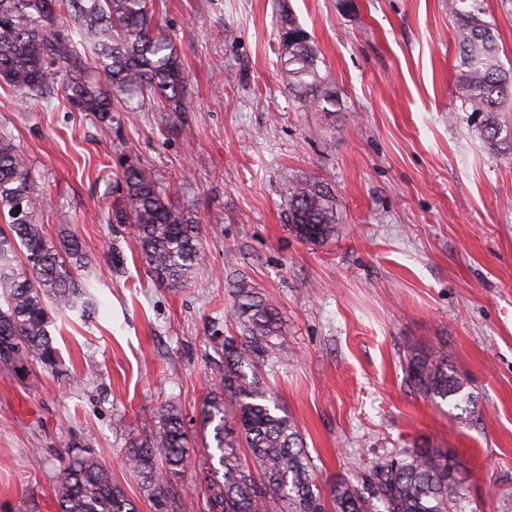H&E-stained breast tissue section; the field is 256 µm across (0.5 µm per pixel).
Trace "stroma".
Returning <instances> with one entry per match:
<instances>
[{
  "label": "stroma",
  "mask_w": 512,
  "mask_h": 512,
  "mask_svg": "<svg viewBox=\"0 0 512 512\" xmlns=\"http://www.w3.org/2000/svg\"><path fill=\"white\" fill-rule=\"evenodd\" d=\"M186 68L185 111L152 100L106 117L78 111L61 64L44 99L0 87V135L26 155L45 236L79 237L96 312L60 314L59 371L0 372V512H58L73 447L152 512L124 465L176 407L198 435L222 373L212 332L237 334L234 285L278 311L281 351L264 371L303 437L323 490L387 449L452 454L464 512H512V161L475 136L456 97V25L445 0H155ZM311 34L336 85L335 129L299 108L279 62L283 7ZM234 31V40L224 38ZM151 168L200 222V260L156 284L127 223L123 172ZM311 176L338 201L335 235L288 227L285 180ZM414 352L445 359L477 411L417 393Z\"/></svg>",
  "instance_id": "obj_1"
}]
</instances>
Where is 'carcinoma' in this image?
Masks as SVG:
<instances>
[{
  "label": "carcinoma",
  "mask_w": 512,
  "mask_h": 512,
  "mask_svg": "<svg viewBox=\"0 0 512 512\" xmlns=\"http://www.w3.org/2000/svg\"><path fill=\"white\" fill-rule=\"evenodd\" d=\"M485 0H448L457 25V98L472 108L476 136L496 154L512 155V120L501 105L512 96V68L500 59ZM280 62L300 107L336 114V90L321 75L320 50L292 13L281 16ZM86 48L107 85L69 79L66 98L81 112L104 116L150 96L161 112L183 107L185 67L174 41L155 20L153 0H0V83L38 97L54 83L55 66L77 60ZM128 218L154 281L183 288L199 253V221L174 206L154 173H124ZM289 229L296 237L326 241L338 221L336 193L310 178L284 181ZM35 182L24 153L0 135V207L11 224L0 228V370L22 378L59 361L54 314L94 306L88 285L74 278L82 266L74 234L49 241L30 211ZM241 333L213 337L224 363L220 386L207 395L202 430L213 427L219 467L205 469L208 512H452L464 496L455 457L425 445L375 457L364 471L325 494L313 478V460L296 426L268 395L256 364L278 358L279 313L243 285L234 306ZM417 392L443 401H469L465 381L442 359L406 358ZM190 438L171 407L156 416L149 439H129L125 462L139 478L153 512H181L171 487L184 478ZM59 512H137L95 455L67 459L56 485Z\"/></svg>",
  "instance_id": "1"
}]
</instances>
